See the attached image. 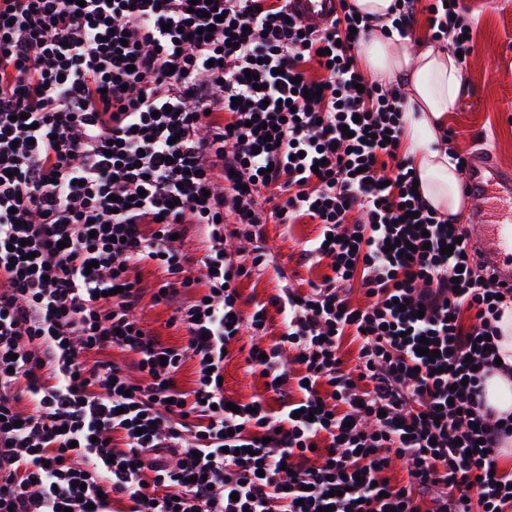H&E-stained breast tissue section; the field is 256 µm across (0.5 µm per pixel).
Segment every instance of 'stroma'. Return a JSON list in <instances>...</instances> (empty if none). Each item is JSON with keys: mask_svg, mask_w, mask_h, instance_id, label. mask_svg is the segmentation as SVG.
<instances>
[{"mask_svg": "<svg viewBox=\"0 0 512 512\" xmlns=\"http://www.w3.org/2000/svg\"><path fill=\"white\" fill-rule=\"evenodd\" d=\"M462 4L472 20L474 45L462 76L474 105L449 113L447 127L459 153L481 149L512 164V0H462ZM318 233V225L305 220L267 225L266 247L273 260L263 275L242 280L244 297L265 302L283 286L320 281L329 272L326 262L299 259L305 242ZM251 343L250 336H242L230 345L224 361L225 391L244 399L264 391L263 378L247 370Z\"/></svg>", "mask_w": 512, "mask_h": 512, "instance_id": "35a3bbf8", "label": "stroma"}]
</instances>
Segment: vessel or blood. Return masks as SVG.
Here are the masks:
<instances>
[{
	"label": "vessel or blood",
	"instance_id": "vessel-or-blood-1",
	"mask_svg": "<svg viewBox=\"0 0 512 512\" xmlns=\"http://www.w3.org/2000/svg\"><path fill=\"white\" fill-rule=\"evenodd\" d=\"M290 6L298 21L321 28L334 19L338 0H290ZM463 190L477 219L473 244L499 282L512 288V167L474 151Z\"/></svg>",
	"mask_w": 512,
	"mask_h": 512
}]
</instances>
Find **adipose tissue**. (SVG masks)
<instances>
[{
	"label": "adipose tissue",
	"mask_w": 512,
	"mask_h": 512,
	"mask_svg": "<svg viewBox=\"0 0 512 512\" xmlns=\"http://www.w3.org/2000/svg\"><path fill=\"white\" fill-rule=\"evenodd\" d=\"M374 30L358 48L362 68L374 79L405 86L407 117L405 150L412 160L419 189L441 215H455L463 203L455 160L442 143L448 115L461 100L462 73L447 49L407 39H390L380 29L392 16L394 0H351Z\"/></svg>",
	"instance_id": "1"
}]
</instances>
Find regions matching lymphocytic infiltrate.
<instances>
[{
	"mask_svg": "<svg viewBox=\"0 0 512 512\" xmlns=\"http://www.w3.org/2000/svg\"><path fill=\"white\" fill-rule=\"evenodd\" d=\"M396 3L399 37L427 12L467 65L459 0ZM369 33L346 2L313 29L288 0H0V512H512V413L483 388L504 303L412 191L404 97L355 64ZM303 218L329 274L244 313L266 224ZM193 226L192 264L172 237ZM188 290L186 344L133 314ZM271 305L283 330L248 358L265 392L229 410L224 353Z\"/></svg>",
	"mask_w": 512,
	"mask_h": 512,
	"instance_id": "obj_1",
	"label": "lymphocytic infiltrate"
}]
</instances>
